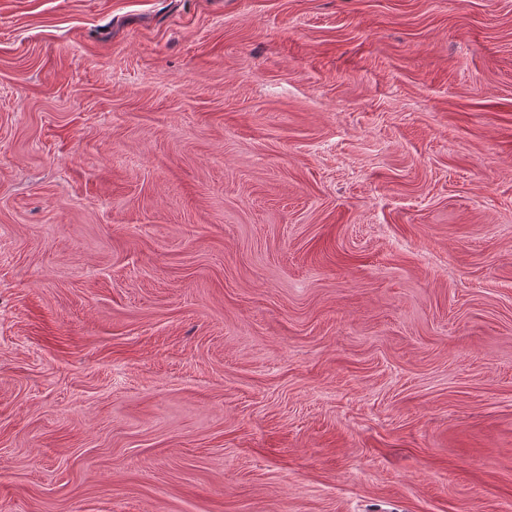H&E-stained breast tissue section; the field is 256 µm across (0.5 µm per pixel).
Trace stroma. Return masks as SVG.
I'll return each mask as SVG.
<instances>
[{
  "mask_svg": "<svg viewBox=\"0 0 512 512\" xmlns=\"http://www.w3.org/2000/svg\"><path fill=\"white\" fill-rule=\"evenodd\" d=\"M0 512H512V0H0Z\"/></svg>",
  "mask_w": 512,
  "mask_h": 512,
  "instance_id": "obj_1",
  "label": "stroma"
}]
</instances>
